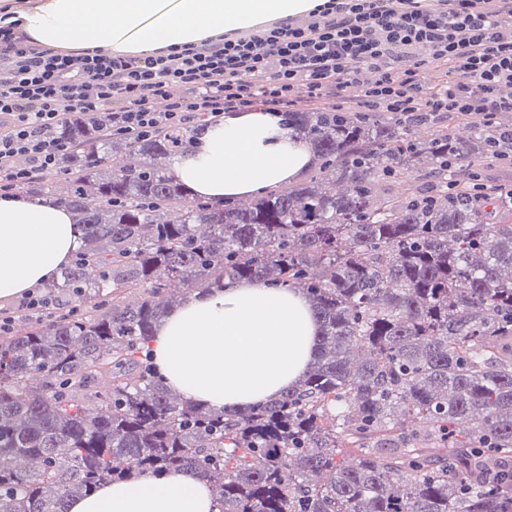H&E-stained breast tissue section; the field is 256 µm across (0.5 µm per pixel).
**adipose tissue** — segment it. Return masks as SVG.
<instances>
[{
	"instance_id": "obj_1",
	"label": "adipose tissue",
	"mask_w": 512,
	"mask_h": 512,
	"mask_svg": "<svg viewBox=\"0 0 512 512\" xmlns=\"http://www.w3.org/2000/svg\"><path fill=\"white\" fill-rule=\"evenodd\" d=\"M323 0H0L27 44L75 56L140 58L272 21ZM308 146L268 112H233L173 162L195 197L222 207L298 181ZM80 237L73 213L49 200L0 197V301L43 285L67 266ZM319 326L294 288L241 281L190 292L156 327L153 361L185 401L244 410L298 384ZM67 512H219L205 481L177 473L114 482L68 501Z\"/></svg>"
}]
</instances>
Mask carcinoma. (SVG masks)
Instances as JSON below:
<instances>
[{
    "label": "carcinoma",
    "instance_id": "carcinoma-1",
    "mask_svg": "<svg viewBox=\"0 0 512 512\" xmlns=\"http://www.w3.org/2000/svg\"><path fill=\"white\" fill-rule=\"evenodd\" d=\"M110 124L78 112L52 133L71 144L52 190L82 239L45 314L0 334V512H66L104 484L180 472L220 512H512V195L463 181L500 131L475 119L467 143L417 140L302 108L283 127L311 147L309 178L215 209L170 166L187 130ZM119 153L140 162L109 165ZM422 160L441 182L378 192ZM240 280L302 291L313 362L277 401L189 404L149 363L180 304L169 286Z\"/></svg>",
    "mask_w": 512,
    "mask_h": 512
}]
</instances>
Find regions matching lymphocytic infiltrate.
<instances>
[{
    "mask_svg": "<svg viewBox=\"0 0 512 512\" xmlns=\"http://www.w3.org/2000/svg\"><path fill=\"white\" fill-rule=\"evenodd\" d=\"M417 47L452 72L429 94ZM364 67L375 74L358 90L365 111L405 123L457 112L493 124L512 111L499 94L512 86V0H328L300 20L142 59L59 54L0 25V196L54 171L69 145L48 133L71 113L108 106L113 132L144 136L201 114L261 106L282 117L297 108L298 85L321 102ZM19 155L29 168L14 167Z\"/></svg>",
    "mask_w": 512,
    "mask_h": 512,
    "instance_id": "f902f5d3",
    "label": "lymphocytic infiltrate"
}]
</instances>
